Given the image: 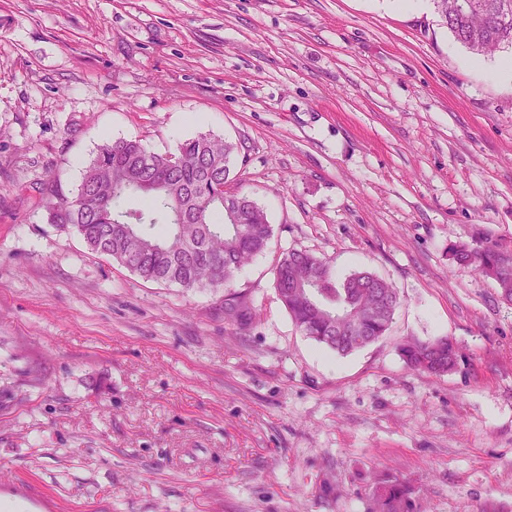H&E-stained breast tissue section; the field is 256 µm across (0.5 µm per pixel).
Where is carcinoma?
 Here are the masks:
<instances>
[{
	"mask_svg": "<svg viewBox=\"0 0 512 512\" xmlns=\"http://www.w3.org/2000/svg\"><path fill=\"white\" fill-rule=\"evenodd\" d=\"M453 38L478 55L512 48V0H434ZM239 146L200 136L160 154L136 139L103 145L82 172L72 196L55 182L40 188L51 223L77 234L146 281L224 289V320L240 329L255 308L233 281L263 253L272 234L266 211L249 196L220 190ZM144 201L132 208V198ZM452 259L471 266L512 302V252L488 242L460 241ZM278 298L295 326L328 349L348 355L385 336L400 304L386 279L357 271L336 279L330 264L303 250L282 253L275 268ZM399 354L414 371L443 375L457 366L446 336L408 338ZM374 512H415L410 488L387 480L374 492Z\"/></svg>",
	"mask_w": 512,
	"mask_h": 512,
	"instance_id": "cac0c4a2",
	"label": "carcinoma"
}]
</instances>
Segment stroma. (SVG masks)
<instances>
[{"instance_id": "stroma-1", "label": "stroma", "mask_w": 512, "mask_h": 512, "mask_svg": "<svg viewBox=\"0 0 512 512\" xmlns=\"http://www.w3.org/2000/svg\"><path fill=\"white\" fill-rule=\"evenodd\" d=\"M507 49L475 57L401 0H0V501L25 512H512V303L451 245L512 251ZM238 143L224 185L267 212L224 291L146 282L59 231L99 146ZM401 294L349 355L278 299L281 252ZM448 337L455 370L399 344ZM398 350L405 365L414 371L443 375L457 366L456 347L445 336L430 340L408 338L400 343ZM373 512H415L410 488L403 482L387 480L374 492Z\"/></svg>"}]
</instances>
